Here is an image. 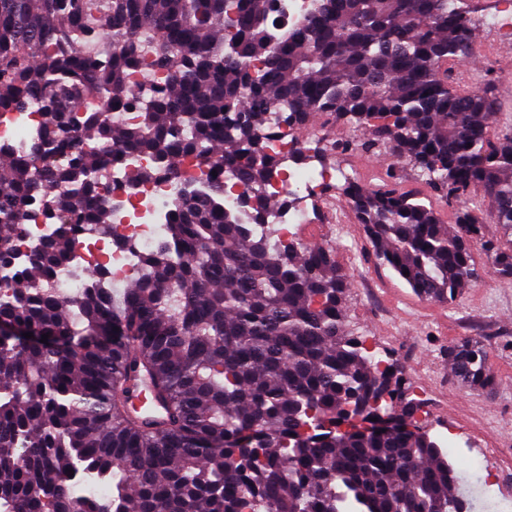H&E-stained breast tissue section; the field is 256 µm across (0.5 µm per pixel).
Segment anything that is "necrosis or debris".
Listing matches in <instances>:
<instances>
[{"label":"necrosis or debris","mask_w":512,"mask_h":512,"mask_svg":"<svg viewBox=\"0 0 512 512\" xmlns=\"http://www.w3.org/2000/svg\"><path fill=\"white\" fill-rule=\"evenodd\" d=\"M41 111V102L34 100L24 111L0 115V143L9 145L15 155H23L39 128ZM269 133L268 152L280 164L266 193L272 198L288 197L293 201L288 210L274 211L270 221L276 224L281 236L288 237L308 222L307 202L316 201L326 210H333L336 198L327 193V186L351 181L352 176L342 169L307 170L298 166V155L316 150L315 137H303L293 129L274 124L270 125ZM151 165L150 158L133 155L126 159L122 171L104 170V182L117 200L112 211V231L103 234L86 225L76 233L71 260L55 280L59 292L84 287L90 271L100 264L109 270L112 284L124 283L136 270L140 252L155 249L164 242L167 214L181 193L182 176L189 173L190 167L182 165L179 174L173 176L140 179V172ZM31 209L36 220L23 225L12 243L22 255L54 237L57 231V220L48 207L47 197L37 196ZM122 238L132 240V247L119 246Z\"/></svg>","instance_id":"1"}]
</instances>
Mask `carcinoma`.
Listing matches in <instances>:
<instances>
[{
  "instance_id": "cac0c4a2",
  "label": "carcinoma",
  "mask_w": 512,
  "mask_h": 512,
  "mask_svg": "<svg viewBox=\"0 0 512 512\" xmlns=\"http://www.w3.org/2000/svg\"><path fill=\"white\" fill-rule=\"evenodd\" d=\"M462 2L313 0L282 29L261 0H0V113L45 103L30 152L0 148V268L31 196L70 187L57 235L3 279L0 512H472L466 473L416 424L398 370L349 329L333 250L279 237L269 215L292 200L265 193L270 115L299 132L346 123L448 201L488 200L501 235L486 251L512 280V134L491 138V90L458 88L446 68L473 47ZM146 67L165 83L134 82ZM87 93L139 106L135 123L83 111ZM103 140L114 166L149 156L143 178L189 159L247 195L228 208L219 177L195 186L123 287L99 268L60 294L75 227L112 229ZM335 190L417 296L451 304L477 277L472 209L443 224L394 177ZM447 359L464 386L491 385L481 344ZM135 387L161 418L128 409Z\"/></svg>"
}]
</instances>
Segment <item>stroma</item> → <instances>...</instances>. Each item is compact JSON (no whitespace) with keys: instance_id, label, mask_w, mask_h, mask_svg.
Wrapping results in <instances>:
<instances>
[{"instance_id":"35a3bbf8","label":"stroma","mask_w":512,"mask_h":512,"mask_svg":"<svg viewBox=\"0 0 512 512\" xmlns=\"http://www.w3.org/2000/svg\"><path fill=\"white\" fill-rule=\"evenodd\" d=\"M476 22L469 61L450 63L455 85L492 86L496 96L492 133L512 131V43L502 41L490 25L495 0H470ZM330 166H352L365 179L394 168L406 188L431 205L442 223L456 221L459 204L446 203L432 187L393 157L362 152L337 155ZM333 243L337 265L359 270L373 280L374 294L352 282L346 299L351 330L364 336L377 358L396 364L408 388L425 391L419 418L440 437L458 469H474L478 456H492L493 466L512 471V280L494 275L483 242L472 256L479 277L463 289L454 305L414 294L390 268L379 266L372 245L358 222L344 227ZM480 342L494 374L491 387L473 390L458 383L444 357L445 349L463 341Z\"/></svg>"}]
</instances>
